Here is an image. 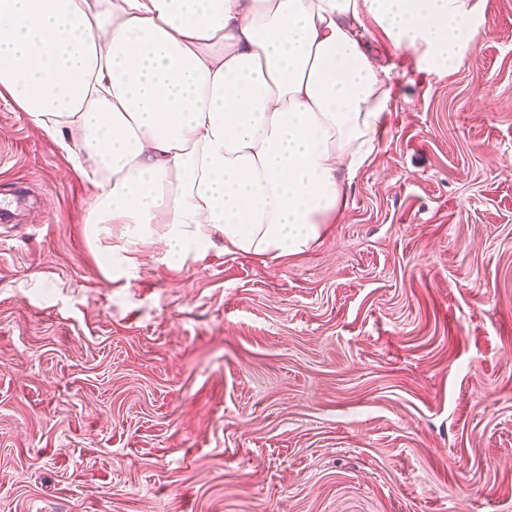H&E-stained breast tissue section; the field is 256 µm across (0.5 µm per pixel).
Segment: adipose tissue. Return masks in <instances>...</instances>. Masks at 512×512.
Returning <instances> with one entry per match:
<instances>
[{"mask_svg": "<svg viewBox=\"0 0 512 512\" xmlns=\"http://www.w3.org/2000/svg\"><path fill=\"white\" fill-rule=\"evenodd\" d=\"M486 0H0V95L61 134L119 230L112 265L303 253L346 205L390 106L361 33L442 72Z\"/></svg>", "mask_w": 512, "mask_h": 512, "instance_id": "obj_1", "label": "adipose tissue"}]
</instances>
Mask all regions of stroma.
Instances as JSON below:
<instances>
[{
  "label": "stroma",
  "mask_w": 512,
  "mask_h": 512,
  "mask_svg": "<svg viewBox=\"0 0 512 512\" xmlns=\"http://www.w3.org/2000/svg\"><path fill=\"white\" fill-rule=\"evenodd\" d=\"M478 61L363 33L391 103L301 255L108 267L0 97V512H512V0Z\"/></svg>",
  "instance_id": "1"
}]
</instances>
